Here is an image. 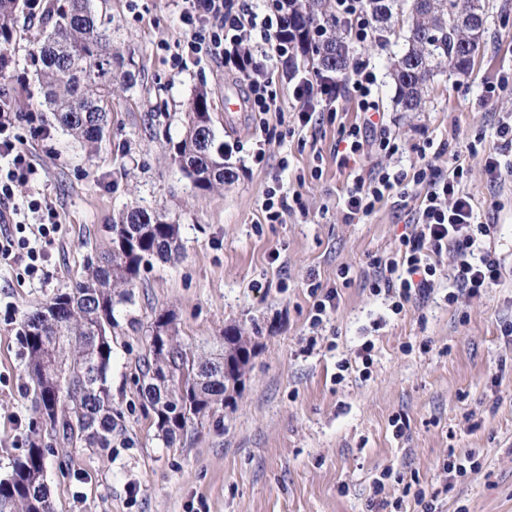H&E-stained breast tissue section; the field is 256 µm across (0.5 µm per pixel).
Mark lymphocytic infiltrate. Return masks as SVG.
<instances>
[{
	"label": "lymphocytic infiltrate",
	"mask_w": 512,
	"mask_h": 512,
	"mask_svg": "<svg viewBox=\"0 0 512 512\" xmlns=\"http://www.w3.org/2000/svg\"><path fill=\"white\" fill-rule=\"evenodd\" d=\"M174 2L189 30L187 47L193 54L235 66L240 47L252 34H259L261 46L246 59V102L255 119L254 159L263 161L264 147L274 135L267 116L276 111L278 100L268 61L271 53L285 51L278 39L282 20L248 6L234 8L231 0ZM375 83L374 70L360 60L354 63L353 73L345 81L319 70L294 77L292 95L299 104L296 119L300 126L324 119L337 122L339 99L346 95L356 100L361 111L359 122L339 124L337 130L338 165H347L367 151L389 158L403 151L401 142L376 119L379 106ZM37 119V113H21L0 105V153L10 158L6 175L0 176V204L13 199L15 186L30 184L37 175L26 152L7 136L17 123L32 124ZM461 177V168L446 171L431 161L410 172L387 167L354 172L343 199L344 217L349 222L370 216L386 197L406 196L413 186L424 189L411 233L400 238L391 257L373 261L375 273L369 290L375 296L385 295L392 313H401L405 305L428 301L439 284L438 266L446 257L453 260L457 270L449 303L482 298L499 284L502 262L486 246L496 227L480 221L461 187Z\"/></svg>",
	"instance_id": "f902f5d3"
}]
</instances>
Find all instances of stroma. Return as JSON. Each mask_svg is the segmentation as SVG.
<instances>
[{"label": "stroma", "instance_id": "stroma-1", "mask_svg": "<svg viewBox=\"0 0 512 512\" xmlns=\"http://www.w3.org/2000/svg\"><path fill=\"white\" fill-rule=\"evenodd\" d=\"M484 46L468 76L447 73L429 83L421 111L395 102L390 61L401 41L353 47L377 75L375 95L390 133L406 148L383 158L392 169L421 164L425 142L443 147L439 165L457 158L462 187L483 221L497 225L489 243L504 265L482 298L448 303L438 289L423 304L388 312L364 286L374 258L411 232L417 191L389 197L369 217L349 224L342 210L348 174L370 170L361 155L350 168L334 155L337 127L300 126L288 82V59L269 63L278 92L271 126L285 140L265 146L255 163L253 117L228 112L243 96V72L189 53L186 27L172 0H94L97 22L133 60L136 84L115 93L103 139L85 145L58 124L43 103L32 59L49 30L30 10L17 12L13 37L0 46V99L15 111H36L41 126L16 130L35 183L17 189L14 204L48 203L60 228L43 243L37 277L23 265L0 264V478L40 428L25 368L23 322L34 305L71 287L88 255L111 246L109 226L130 207L160 211L178 224L181 253L154 262L116 307L112 335V414L118 428L108 448L75 449L54 441L46 450V484L55 512H421L405 485L436 494V512H512V177L492 182L486 160L499 142V120L512 115V85L487 96L512 69V0H483ZM181 56L173 68V56ZM213 102L217 142L238 177L208 191L172 162L170 145L184 132V113L199 88ZM299 193L280 223L264 221L269 188ZM349 267L352 282L339 276ZM337 288L338 310L310 322V281ZM173 312L179 336L194 354L223 348L224 330L239 327L256 344L251 368L223 410L193 424L173 443L159 437L143 407L138 361L155 316ZM384 319L381 328L373 322ZM375 343L369 378L340 371L364 340ZM407 422L393 434L394 416ZM473 453L478 472L449 484V454Z\"/></svg>", "mask_w": 512, "mask_h": 512}]
</instances>
